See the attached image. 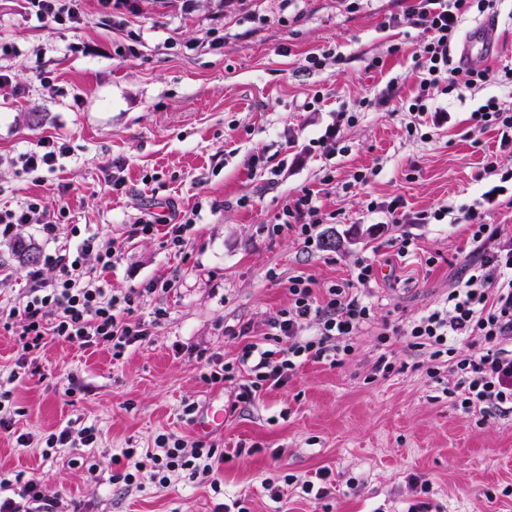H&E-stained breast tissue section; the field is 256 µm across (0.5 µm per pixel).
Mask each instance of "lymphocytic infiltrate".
<instances>
[{
	"instance_id": "f902f5d3",
	"label": "lymphocytic infiltrate",
	"mask_w": 512,
	"mask_h": 512,
	"mask_svg": "<svg viewBox=\"0 0 512 512\" xmlns=\"http://www.w3.org/2000/svg\"><path fill=\"white\" fill-rule=\"evenodd\" d=\"M27 12L40 23L75 26L83 16L82 0H26ZM496 0H414L393 24L421 29L424 38L414 53L419 72L418 92L410 111H427L432 92L449 83L475 89L489 82L487 68L457 64L453 46L462 17L471 9L486 12ZM475 129L494 130L500 150H512V110H502L495 100H487L472 112ZM484 176H499L500 185L483 194L481 201L461 207L457 222L469 225L472 261L468 276L449 289L444 301L404 323L385 324L388 336L409 337L410 348L427 355L430 361L447 359L454 377V392L466 412H486L495 408L512 409V237L504 236L500 225L484 220L482 209L504 193L512 172H499L496 155H487ZM281 229L295 231L304 243L315 241V231L327 220L317 199L305 190L288 200L279 215ZM60 215L48 213L37 197H30L19 208L0 210V243L17 239L23 224L38 225L45 240L55 242L51 251H42L39 260L25 275L21 298L11 306H0V328L18 336L21 342L19 365H26L32 351L46 337L54 336L81 346L102 345L113 356H121L132 344L149 340L156 321L164 319L165 309L154 312L153 322L133 319L134 305L141 295L168 292L171 278L149 281L143 290L114 291L105 278L121 256L116 241L84 238L78 245H58ZM195 223L192 218L173 215L162 219L151 212L137 218L133 231L142 236H158L163 246L183 252ZM375 261L364 257L355 265L353 284L316 287L312 277L296 275L288 279V306L270 320L261 341H248L236 362L198 352L195 359L204 368V379L231 382L241 372L252 375L249 389L238 393L241 402L256 392L285 385L302 365L343 362L354 350V340L372 319L369 299L375 279ZM314 332L301 337L303 325ZM125 463L114 481L140 486L142 476H150L160 486H169L173 477L185 474L208 481L214 493H222L219 466L225 455L215 445L191 444L160 435L155 449H123ZM37 510H30V503ZM58 498L45 496L40 485L27 481L14 485L0 478V512H60Z\"/></svg>"
}]
</instances>
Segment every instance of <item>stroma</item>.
Returning a JSON list of instances; mask_svg holds the SVG:
<instances>
[{"mask_svg":"<svg viewBox=\"0 0 512 512\" xmlns=\"http://www.w3.org/2000/svg\"><path fill=\"white\" fill-rule=\"evenodd\" d=\"M105 21L97 0L74 27L31 19L23 0H0V207L35 196L65 226L117 240L122 255L107 274L113 288L175 278L163 295L137 300L134 315L166 317L147 341L113 357L103 346L48 338L18 369V336L0 330V379L19 371L0 416V473L37 481L63 512H213L240 501L243 512H406L408 476L429 486L432 512H512V412L466 413L448 393V376L430 377L405 336L380 342L384 322L424 313L467 275L470 232L464 224H389L370 201L402 197L411 211L458 209L497 185L481 178L494 132H473L471 113L487 99L512 110V0L495 8L496 48L483 57L494 77L475 90L436 94L423 135H408L406 109L417 74L420 30L389 27L400 0H129ZM332 51L319 68L310 54ZM379 67H371L372 59ZM324 99L318 109L308 101ZM355 115L338 141H324L338 113ZM48 136L69 147L54 169L18 176L8 159L38 149ZM369 175L355 182L357 172ZM120 190H113V178ZM313 190L332 223L305 246L272 233L282 206ZM193 215L184 256L135 236L143 212ZM413 255L396 258L402 234ZM376 256L375 319L338 366L310 362L288 383L236 399L252 377L212 383L193 352L236 359L242 326L261 334L288 305V279L346 284L358 258ZM390 372H374L378 356ZM223 408L224 427L208 442L228 455L223 494L184 477L162 488L111 479L125 448H150L158 435L197 441L182 417L186 404ZM95 425L89 481L81 449L44 455L49 434ZM331 471L322 500L301 483ZM296 483L285 484L284 474ZM280 488L271 498L266 485Z\"/></svg>","mask_w":512,"mask_h":512,"instance_id":"obj_1","label":"stroma"}]
</instances>
